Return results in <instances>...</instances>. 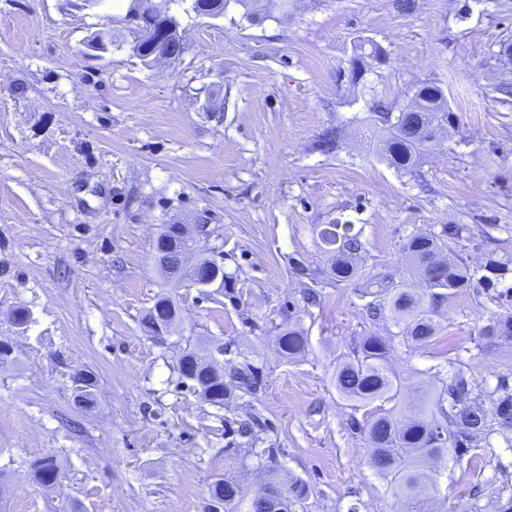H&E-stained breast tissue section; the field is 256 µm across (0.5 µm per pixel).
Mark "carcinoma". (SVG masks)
I'll return each instance as SVG.
<instances>
[{
	"label": "carcinoma",
	"instance_id": "1",
	"mask_svg": "<svg viewBox=\"0 0 512 512\" xmlns=\"http://www.w3.org/2000/svg\"><path fill=\"white\" fill-rule=\"evenodd\" d=\"M242 17L260 23L288 14L290 0H242ZM377 45L362 37L353 43L350 62L368 66ZM448 102L445 89L435 82L420 81L409 90V103L387 108L373 101L369 116L363 119L371 137L377 143L378 154L398 172L412 178L420 177V168L434 152L437 137L452 133L458 116L442 110ZM339 129H328L320 134L316 144L322 152L331 153L340 147ZM467 231L464 224H444L440 231L415 229L405 239L402 251L407 265L399 279L388 275L364 272L360 264L365 243L361 231L352 224H326L316 231L314 242L323 254V264L312 267L300 258H289V273L300 288L303 299L313 304L326 287H353L366 300V311L375 319L391 316L402 335L424 346L437 336L433 314L448 300V296L465 292L479 285L493 289L512 275V257L486 253L483 270L476 276L469 265L451 260L441 262L438 254L450 251L449 242H457ZM154 249L170 259L182 258L180 279L200 284L195 268L209 263L207 258H196L189 244L164 229L156 238ZM512 299V287L493 295V301L504 311L495 312L479 330V336L492 344L512 338V309L503 307L502 299ZM179 313L174 300L159 296L142 320L144 330L153 335L169 332ZM278 346L282 357L293 361L309 346V337L288 313V322L279 327ZM387 344L378 336H364L354 350L353 359L336 368V389L362 406L377 401L391 404L388 409L370 413L364 427V436L372 447L369 464L387 481L394 494L405 498V512H431L432 491L435 485L422 470L428 460H438L455 450L456 461H461L470 450L489 435L493 426L512 431V384L501 378L490 392V406H485L483 393L474 390L471 381L461 370L448 373L435 397L424 398L405 411L402 409L400 378L386 365ZM208 355L197 348L184 350L178 358L181 378L199 389L204 399L215 407L240 391L252 395L256 391L254 373L250 367L234 369L237 385L225 388L224 382L211 373L205 362ZM83 386L76 389V404L89 407L94 404L96 378L89 370L78 372ZM63 473V463L54 454L34 461L30 475L35 484L44 489L55 487ZM265 489L277 495L269 498L256 494L250 501V512H288V502H298L308 495L307 485L296 480L288 488L275 482ZM212 497L232 509L244 498L241 485L235 481L217 480Z\"/></svg>",
	"mask_w": 512,
	"mask_h": 512
}]
</instances>
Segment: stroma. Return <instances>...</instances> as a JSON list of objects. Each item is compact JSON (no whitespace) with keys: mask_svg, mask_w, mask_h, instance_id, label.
<instances>
[{"mask_svg":"<svg viewBox=\"0 0 512 512\" xmlns=\"http://www.w3.org/2000/svg\"><path fill=\"white\" fill-rule=\"evenodd\" d=\"M128 0H0V512H225L210 485L253 497L270 476L310 489L293 512H403L367 464L363 408L336 389L361 336L387 341L409 399L463 370L477 389L512 378V340L479 336L497 305L484 290L448 298L434 342L418 346L391 318L370 320L352 288L307 306L288 257L319 263L313 226L362 230L367 271L400 277L414 229L465 224L451 258L476 267L512 256V0H293L260 23L181 14L179 60L142 65L129 51ZM109 29L104 58L87 43ZM387 55L357 88L338 83L355 37ZM442 85L459 116L420 178L399 175L362 124L372 100L404 103ZM341 131L332 154L315 142ZM165 224L205 225L197 251L238 278L234 291L166 286L153 261ZM181 310L157 338L140 320L159 294ZM28 309V328L13 324ZM296 312L309 336L283 359L275 328ZM223 346L225 370L259 367L254 395L217 408L181 382L188 347ZM92 371L93 408L72 376ZM258 417L256 439L241 423ZM65 464L46 491L31 463ZM434 512L476 494L480 512L512 500V432L492 434L460 465L427 464Z\"/></svg>","mask_w":512,"mask_h":512,"instance_id":"1","label":"stroma"}]
</instances>
